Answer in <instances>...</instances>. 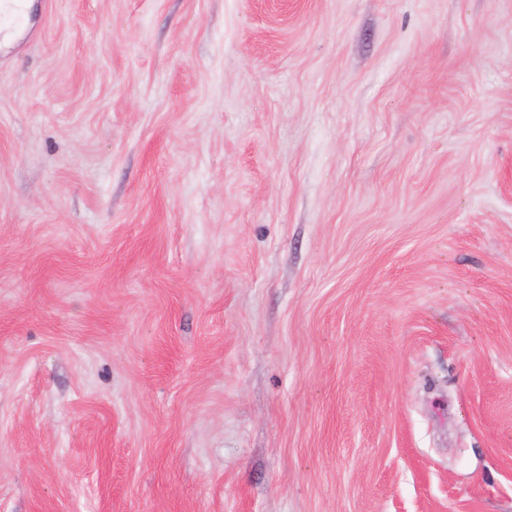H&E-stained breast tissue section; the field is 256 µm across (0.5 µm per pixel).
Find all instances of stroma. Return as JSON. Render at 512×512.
Listing matches in <instances>:
<instances>
[{"instance_id":"35a3bbf8","label":"stroma","mask_w":512,"mask_h":512,"mask_svg":"<svg viewBox=\"0 0 512 512\" xmlns=\"http://www.w3.org/2000/svg\"><path fill=\"white\" fill-rule=\"evenodd\" d=\"M0 512H512V0H32Z\"/></svg>"}]
</instances>
